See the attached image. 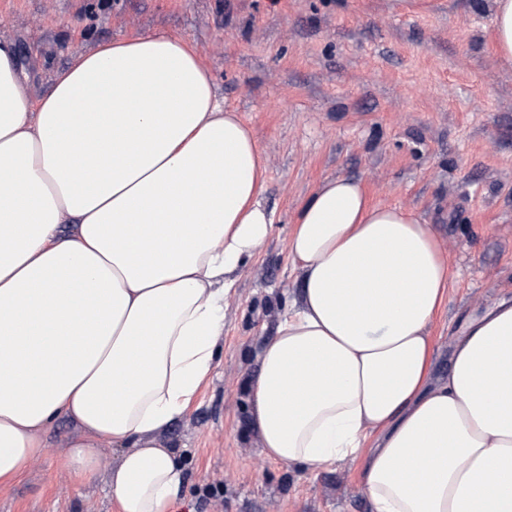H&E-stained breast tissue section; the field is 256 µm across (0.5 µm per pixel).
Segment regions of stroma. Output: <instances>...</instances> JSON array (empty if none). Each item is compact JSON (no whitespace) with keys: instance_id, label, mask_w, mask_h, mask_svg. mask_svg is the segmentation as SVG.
I'll use <instances>...</instances> for the list:
<instances>
[{"instance_id":"stroma-1","label":"stroma","mask_w":512,"mask_h":512,"mask_svg":"<svg viewBox=\"0 0 512 512\" xmlns=\"http://www.w3.org/2000/svg\"><path fill=\"white\" fill-rule=\"evenodd\" d=\"M492 0H0L32 99L99 44L129 33L186 38L218 99L268 159L273 231L239 271L224 334L190 409L158 438L182 460L175 512H371L346 459L275 462L247 415L260 352L298 288L288 250L298 209L325 179L364 180L374 201L413 207L448 251V299L432 326L433 382L464 320L512 297V71L493 50ZM59 418L37 467L0 484V512H118L105 447L95 473L66 461ZM222 484L208 497L206 486Z\"/></svg>"}]
</instances>
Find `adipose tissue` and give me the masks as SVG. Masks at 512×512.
<instances>
[{"label":"adipose tissue","instance_id":"adipose-tissue-1","mask_svg":"<svg viewBox=\"0 0 512 512\" xmlns=\"http://www.w3.org/2000/svg\"><path fill=\"white\" fill-rule=\"evenodd\" d=\"M24 79L0 40V483L66 416L73 472L128 446L119 512H172L184 468L157 437L209 374L236 274L272 231L268 162L182 38L112 39L37 102ZM288 248L299 294L249 391L264 453L362 457L373 512H512V299L466 321L434 386L450 272L432 225L338 176Z\"/></svg>","mask_w":512,"mask_h":512}]
</instances>
